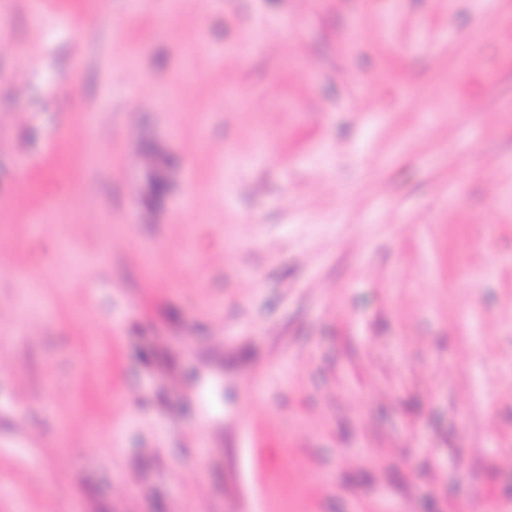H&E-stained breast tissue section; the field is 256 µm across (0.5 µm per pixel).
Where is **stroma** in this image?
Returning a JSON list of instances; mask_svg holds the SVG:
<instances>
[{
	"label": "stroma",
	"mask_w": 512,
	"mask_h": 512,
	"mask_svg": "<svg viewBox=\"0 0 512 512\" xmlns=\"http://www.w3.org/2000/svg\"><path fill=\"white\" fill-rule=\"evenodd\" d=\"M0 512H512V0H0Z\"/></svg>",
	"instance_id": "stroma-1"
}]
</instances>
